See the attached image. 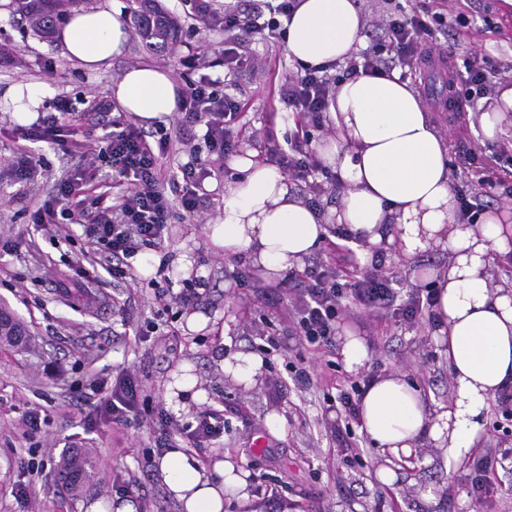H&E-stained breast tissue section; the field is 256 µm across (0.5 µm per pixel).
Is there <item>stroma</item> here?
<instances>
[{
  "label": "stroma",
  "mask_w": 512,
  "mask_h": 512,
  "mask_svg": "<svg viewBox=\"0 0 512 512\" xmlns=\"http://www.w3.org/2000/svg\"><path fill=\"white\" fill-rule=\"evenodd\" d=\"M176 16L182 32L162 49H150L130 38L124 54L109 68L89 74L70 62L56 37L40 39L27 33L16 15L0 7V43L11 52L0 57V92L17 82L46 88L41 114L55 112L59 99L74 111L87 112L109 101L110 86L129 66L154 63L172 71L179 82L207 75L224 78V30L195 21L183 0H159ZM450 14L465 13L472 25L456 43V62L486 54L497 61L496 83H512V16L500 14V0H447ZM250 47L263 58L258 72L236 76L238 98L244 99L240 132L232 155L205 182L207 199L193 216L174 219L163 252L150 251L132 261L135 278L116 282L102 274L80 278L74 267L82 257L84 238L73 227L68 238L41 233L27 238L21 249L0 255V307L19 319L30 334L27 349H0V512H85L88 501L100 498L113 512L131 506L133 512H178V504L150 459L159 432L151 413L130 416L127 423L101 422L88 427V416L74 413L77 400L88 397L92 379L132 372L153 411L167 409L178 423L194 422L203 408L222 410L224 433L202 448L187 449V456L207 465L217 453L249 474L253 508L271 512L266 490L278 486L287 512H512V441L496 432L501 419L498 401H491L484 432L471 456L453 472H446L440 449L427 445L411 463L393 461L398 478L384 485L376 477L383 460L380 450L362 434L341 398L351 386L366 387L379 375L399 371L416 382L432 406H447L451 399L448 363L439 344L428 343L432 319L409 323L398 316H376L347 305L337 328L362 336L369 360L359 373L345 369L339 347L324 353L309 346L293 320L299 305L296 292L271 304L256 297L227 273L242 269L235 258L214 251L206 226L221 208L224 184L236 180V157L255 151L266 155L270 143H283L293 119L275 91L286 74L298 65L284 50V39L269 32L251 36ZM204 54L211 66L199 73L181 65L186 55ZM431 122L446 138L449 151L458 145L480 147L485 156L512 157V128L490 141L478 126L476 101L465 105L462 123H448L436 102L424 100ZM25 126L15 120L9 105L0 106V239L26 230L35 202L49 199L55 184L79 157L63 146L25 140ZM43 162L44 173L33 184H16L8 162L19 151ZM191 262V274L181 270ZM447 251L431 250L407 261L397 253L383 255L382 270L398 277L400 300H407L415 284L414 271L447 269ZM164 270L175 288L184 279L197 281L200 297L193 306L173 304L162 309L154 300L152 281ZM217 319V330L189 331L190 312ZM273 333L276 350H268L266 333ZM227 337L225 355L249 351L262 355L263 376L250 389L239 388L217 368L214 349ZM308 368L312 381H293L290 363ZM191 366L206 392L204 403L189 402L187 410L169 409L165 389L181 367ZM35 409L46 422L40 436L26 439L18 423L23 410ZM280 417L282 426L271 430ZM93 448L97 490L72 497L54 481L51 468L74 440ZM494 464V486L475 498L472 480L483 459ZM30 485L28 500L18 499L21 485Z\"/></svg>",
  "instance_id": "1"
}]
</instances>
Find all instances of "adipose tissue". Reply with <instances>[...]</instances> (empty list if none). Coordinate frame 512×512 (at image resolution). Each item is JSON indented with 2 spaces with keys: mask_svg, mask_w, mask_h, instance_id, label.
I'll list each match as a JSON object with an SVG mask.
<instances>
[{
  "mask_svg": "<svg viewBox=\"0 0 512 512\" xmlns=\"http://www.w3.org/2000/svg\"><path fill=\"white\" fill-rule=\"evenodd\" d=\"M361 27L356 0H297L284 49L306 67L342 63L358 50ZM57 36L65 55L93 74L123 54L130 31L112 0H95L72 12ZM181 92L169 69L149 63L128 68L110 88L121 110L147 127L179 112ZM479 108L484 137L499 138L512 118V85L498 86ZM329 114L336 133L319 152L345 188L334 215L355 234L364 256L392 244L408 259L429 248L452 251L434 284L433 309L434 335L452 380L451 408L432 407L416 383L389 373L363 391L361 429L382 452L407 457L428 444L442 449L445 467L456 466L477 446L489 400L512 387V295L491 287L488 259L512 236V214L486 211L476 223H459L448 148L398 76L342 80ZM235 167L239 177L224 188L208 241L278 281L323 244L327 221L294 194L277 165L250 152ZM159 472L182 512H224L228 495L243 505L252 499L246 473L220 455L201 467L171 450L160 458Z\"/></svg>",
  "mask_w": 512,
  "mask_h": 512,
  "instance_id": "obj_1",
  "label": "adipose tissue"
}]
</instances>
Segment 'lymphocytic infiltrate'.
<instances>
[{"label": "lymphocytic infiltrate", "instance_id": "f902f5d3", "mask_svg": "<svg viewBox=\"0 0 512 512\" xmlns=\"http://www.w3.org/2000/svg\"><path fill=\"white\" fill-rule=\"evenodd\" d=\"M198 9L205 25L223 23L224 66L228 71L257 68L259 59L242 53L241 46L252 25L262 24L269 31L281 27V18L291 16L296 0H247L243 10L228 11L224 16L199 0H187ZM464 16L447 19L441 6L414 7L404 13L385 9L380 32L369 45L347 62L342 74H334L331 66L305 67L285 77L279 88V100L292 112L294 126L288 131L286 149L276 150V161L289 178L303 182L312 195H321L323 187L314 176L323 164L312 146L311 130L321 126L341 77L384 75L393 67L415 72L434 47V34L442 27L459 34L467 27ZM183 107L178 120L180 140L189 148V162L180 169L183 184L176 194H168L167 179L159 163L158 150L167 149L169 137H160L157 147H150L145 134L121 116H113L105 125L102 141L81 146L83 163L78 175H64L57 183L52 203L40 204L32 212L35 230L51 235L61 232L63 222L81 226L88 246L86 264L78 268L81 276L106 272L113 280L133 278L132 258L150 249H162L167 229L176 212L197 214L204 201L201 192L205 180L212 175V160H223L235 146L232 127L242 105L236 98L218 88L215 81L200 78L186 82L182 90ZM82 113L72 111L68 101H61L56 113L47 115L41 125L27 129L32 141L63 143ZM205 126L203 138H196V126ZM207 147L208 158H201L200 147ZM107 164L113 178L122 180L125 191L112 195L98 191L100 164ZM291 287L302 298L295 312L296 325L305 340L319 347H330L336 334V320L342 298H350L364 309L383 314L392 312L407 322H415L431 313L436 295L434 289H417L405 303H398L392 286L393 274L364 271L353 252H346L344 264L336 268L323 263L291 272ZM135 377L123 373L116 377L110 398L100 402V414L123 422L126 413L143 406ZM224 433V414L208 408L195 422L179 424L172 418L160 423L155 441V456H162L178 443L201 448Z\"/></svg>", "mask_w": 512, "mask_h": 512}]
</instances>
